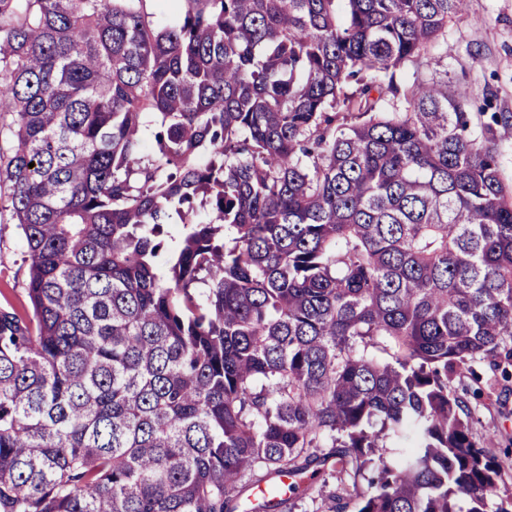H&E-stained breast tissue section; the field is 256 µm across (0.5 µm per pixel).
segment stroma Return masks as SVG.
Here are the masks:
<instances>
[{"mask_svg":"<svg viewBox=\"0 0 512 512\" xmlns=\"http://www.w3.org/2000/svg\"><path fill=\"white\" fill-rule=\"evenodd\" d=\"M432 67L467 94L475 123L491 112L512 113V0H469L467 14L449 21L433 49ZM27 284L22 235L10 216L0 217V309L29 316ZM475 369L476 378L455 389L472 409L475 439L489 440L504 465L502 487L512 491V363L501 370L484 361ZM350 482L337 472L318 475L309 489L287 490L275 512H329L331 492Z\"/></svg>","mask_w":512,"mask_h":512,"instance_id":"1","label":"stroma"}]
</instances>
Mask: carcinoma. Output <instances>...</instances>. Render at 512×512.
<instances>
[{"label":"carcinoma","mask_w":512,"mask_h":512,"mask_svg":"<svg viewBox=\"0 0 512 512\" xmlns=\"http://www.w3.org/2000/svg\"><path fill=\"white\" fill-rule=\"evenodd\" d=\"M147 2L0 0V512H237L333 457L354 512H512L448 378L512 359V116L430 71L467 0ZM24 243L17 224L9 213L0 219V309L31 314L27 295L28 267Z\"/></svg>","instance_id":"obj_1"}]
</instances>
